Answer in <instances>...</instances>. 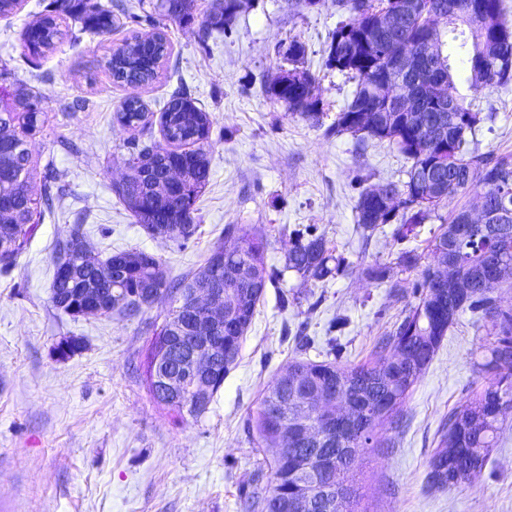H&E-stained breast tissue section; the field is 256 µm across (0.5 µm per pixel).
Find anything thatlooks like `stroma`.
Masks as SVG:
<instances>
[{
  "label": "stroma",
  "instance_id": "obj_1",
  "mask_svg": "<svg viewBox=\"0 0 512 512\" xmlns=\"http://www.w3.org/2000/svg\"><path fill=\"white\" fill-rule=\"evenodd\" d=\"M49 2L24 0L16 14L0 17V71L12 92L39 99L47 123L29 149L39 165L51 166L59 186L15 264L0 270V512H242L272 457L248 427L263 392L295 359L369 360L376 339L414 301L393 287L417 277L395 266L400 248L432 263L426 246L441 222L427 219L402 245L394 225L366 235L357 224L362 188L405 182L411 162L389 143L361 146L328 131L355 89L325 65L329 35L344 19L335 0L311 11L298 8V0H245L231 35L216 36L205 51L198 33L208 0H196L190 23L161 21L171 54L157 79L137 88L113 80L106 66L132 32L150 30L125 16L112 34L64 41L32 67L22 32ZM293 39L304 44L305 66L317 77L316 124L264 92L287 69L284 53ZM178 88L213 120L211 178L197 202V230L185 243L150 235L114 191L133 135L116 118L123 101L139 96L156 113ZM76 99L87 105L75 112ZM471 103L487 116L476 147L512 152V90L493 89ZM358 174L359 187L352 182ZM76 224L93 252L105 257L137 248L160 257L170 277L230 246L227 225L265 231L266 263L281 275L267 286L237 364L204 416H178L148 390V325L163 320L168 298L135 317L74 318L53 307V249ZM308 224L345 258L347 275L306 282L286 270L289 233ZM378 264L389 266L387 280L370 278ZM69 336L82 339L83 349L58 357L57 343ZM487 345L471 313H462L414 386L399 425L378 426L380 447L358 457L359 512H512V426L480 476L450 488L428 483L444 417L492 379L481 367Z\"/></svg>",
  "mask_w": 512,
  "mask_h": 512
}]
</instances>
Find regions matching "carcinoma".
I'll return each instance as SVG.
<instances>
[{"mask_svg":"<svg viewBox=\"0 0 512 512\" xmlns=\"http://www.w3.org/2000/svg\"><path fill=\"white\" fill-rule=\"evenodd\" d=\"M453 4L455 15L448 30L428 27V15L441 4ZM471 0H417L415 18L401 31V39L413 54L415 79L421 89L436 88L453 103L452 117L441 126L417 123L415 112H397L379 98V119L372 126L358 123V109L369 98H378V88L393 72L382 50L371 38L376 10L383 4L397 9L401 0H336L350 20L330 33L326 65L357 82L351 102L338 113L329 132L349 134L363 144L386 141L412 160L407 181L388 182L381 190L400 200L386 203L373 191L360 193L357 223L365 232L381 224H396L398 241L407 240L414 227L438 212L448 202L475 192L494 214L490 224H475L463 238L452 226L463 205L452 210L440 232L428 243L434 264L424 267L411 284L416 302L404 311L393 328L375 345L373 361L349 366L336 361L295 359L288 363L263 396L250 418L255 440L261 448L288 447V458L273 454L265 485L248 497V512H293L292 504L308 490L313 492L309 512H357L360 491L353 471L356 457L378 448L377 426L396 424L413 386L432 361L448 329L464 311L482 321L491 338L482 367L494 373V381L475 399H466L449 412L442 424L437 449L429 461L428 481L436 487H451L471 480L481 472L504 425L512 423V309H504L495 291L512 284V152L482 153L469 147L468 136L485 120L466 102L467 91L506 89L512 85V26L505 18L504 0H484L480 19L471 16ZM194 0H157L153 11L134 15L131 21L156 25L157 18L190 21ZM243 0H211L201 23L198 43L202 49L215 30H230ZM74 23L73 40L81 35L108 34L114 15L112 0H51V9L30 27L25 36L29 55L36 57L54 47L62 36L58 20ZM170 55L160 32L135 35L112 51L107 66L116 81L142 87L158 77L160 64ZM291 68L265 87L266 94L288 111L320 122V101L307 96L315 75L304 67L305 48L297 41L286 51ZM42 108L29 97H20L0 85V266L7 269L33 236L45 210L51 208L55 177L44 175V191L37 197L31 184L37 166L29 150L30 139L43 126ZM118 120L133 129L148 124V108L138 96L124 100ZM162 140L133 138L127 143V174L117 188L120 200L136 223L154 236L188 242L195 234L196 203L211 178L209 152L212 120L183 92H175L160 111ZM224 232L235 237L232 247L215 248L204 265L192 274L169 278L162 262L143 250L129 249L101 259L83 247L84 233L76 224L70 238L56 244L53 261L66 260L72 277H53L51 303L72 317L84 315L81 289L98 288L110 299L103 315L137 316L155 299L166 295L170 309L162 324H152L153 340L147 356V375H152L155 357L171 340L184 351L196 347L189 327L191 314L179 299L202 281L224 289V322L236 325L224 356L206 379L207 395L201 397L188 384L183 391L163 398L149 383L153 399L178 414L204 415L236 364L241 340L252 323L257 303L267 284L279 272L265 261L266 240L251 227L230 224ZM287 268L305 281H324L348 272L345 259L336 255L317 227L292 231ZM454 253L455 268L440 261L446 248ZM358 398L348 430L328 432L320 442V418L310 400L321 395L333 405L346 403L347 395ZM305 428L308 438L298 437ZM311 448L336 452L354 449L338 479L317 472L296 471L293 456Z\"/></svg>","mask_w":512,"mask_h":512,"instance_id":"1","label":"carcinoma"}]
</instances>
